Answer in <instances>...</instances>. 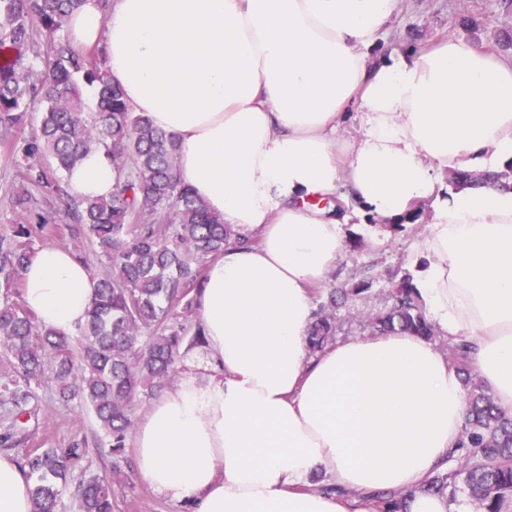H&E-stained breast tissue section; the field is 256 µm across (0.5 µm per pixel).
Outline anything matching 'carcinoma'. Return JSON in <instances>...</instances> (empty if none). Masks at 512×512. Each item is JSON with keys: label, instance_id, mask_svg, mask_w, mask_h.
Returning <instances> with one entry per match:
<instances>
[{"label": "carcinoma", "instance_id": "obj_1", "mask_svg": "<svg viewBox=\"0 0 512 512\" xmlns=\"http://www.w3.org/2000/svg\"><path fill=\"white\" fill-rule=\"evenodd\" d=\"M84 0H0V145L29 189L14 196L15 222L0 234V288L22 287L33 254L32 219L38 203L34 187L66 218L72 237H88L101 249L112 273L97 280L87 319L77 331L81 345L43 325L31 312L0 299V345L22 382L9 391L15 416L30 413L32 385L51 373L64 398L90 408L109 438L112 470L75 484L78 512H112V478L121 472L135 410L180 372L185 352L202 348L200 323L188 326L201 287V267L231 244L250 239L232 232L176 174L174 138L155 128L148 116L132 111L111 83L104 51L77 50L66 26ZM96 92L90 107L85 92ZM39 127L21 136L34 106ZM90 152L112 164V194L76 196L67 175ZM457 191L484 182L512 190V162L494 172L453 170L445 177ZM418 209L393 221H366L395 239L422 224ZM369 270L347 288L330 290L314 312L310 349L322 350L341 329L337 299L348 301L370 290ZM383 309L359 316L370 334L411 333L441 338L427 319L414 276L388 278ZM448 359L463 375L468 412L448 468L435 473L424 490L454 501L464 494L477 512H507L512 506V417L500 412L492 394L469 363L468 344H448ZM16 431L0 434V447L13 450L32 479V512H58L62 488L80 458L79 444L68 448H22ZM375 512H406V497L377 493L364 497Z\"/></svg>", "mask_w": 512, "mask_h": 512}]
</instances>
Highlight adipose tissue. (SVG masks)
<instances>
[{
  "label": "adipose tissue",
  "instance_id": "1",
  "mask_svg": "<svg viewBox=\"0 0 512 512\" xmlns=\"http://www.w3.org/2000/svg\"><path fill=\"white\" fill-rule=\"evenodd\" d=\"M399 0H85L75 48L101 44L112 83L178 144L177 173L251 237L211 261L196 308L222 375L186 373L138 422L139 476L193 512H348L345 492L408 495L407 512L449 508L426 481L455 449L467 411L456 367L423 337L350 338L311 352V290L344 253L345 189L384 219L433 204L416 242L417 285L442 336L512 416V192L445 191L448 171L512 161V57L458 38L372 57ZM359 124V136L338 138ZM112 192L93 152L69 177ZM40 322L72 336L94 281L46 247L23 273ZM329 475L335 494L309 489ZM0 512H31L30 482L0 455Z\"/></svg>",
  "mask_w": 512,
  "mask_h": 512
}]
</instances>
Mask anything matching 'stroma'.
<instances>
[{
    "instance_id": "stroma-1",
    "label": "stroma",
    "mask_w": 512,
    "mask_h": 512,
    "mask_svg": "<svg viewBox=\"0 0 512 512\" xmlns=\"http://www.w3.org/2000/svg\"><path fill=\"white\" fill-rule=\"evenodd\" d=\"M512 31V0H402L398 12L374 45L373 54L404 52L411 48L432 45L441 39L455 37L485 47H493L504 32ZM344 236L360 235L361 251L344 254L341 261L327 274L329 284L343 286L355 268L371 267L373 283L363 299L349 308L340 309L343 321L339 339L364 336L361 324L354 320V311L372 312L381 307L388 289V272L417 273L420 258L414 249L417 232L391 238L379 227L358 220L343 225ZM34 249L49 246L69 249L81 258L92 277L110 273L111 268L97 246L87 238L59 234L55 225H46L31 242ZM38 405L28 420L22 423L23 433L32 448H64L74 439L84 442V454L74 471L81 478L91 473H103L112 467V456L91 409L76 402L64 401L52 379L36 386ZM112 512H189L185 504L153 492L136 469L133 449H126L125 462L119 481L112 484Z\"/></svg>"
}]
</instances>
